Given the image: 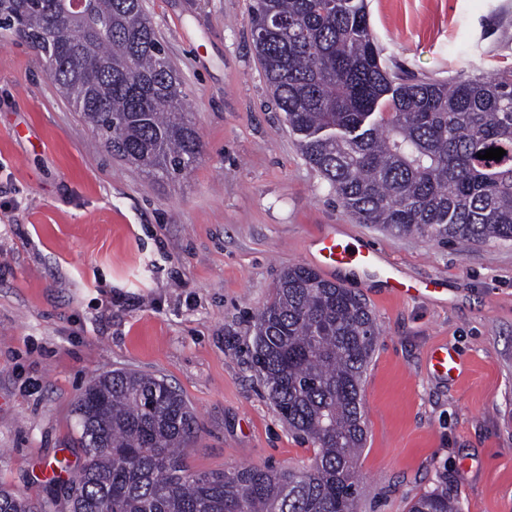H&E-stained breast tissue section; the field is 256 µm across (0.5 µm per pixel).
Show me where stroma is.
<instances>
[{"instance_id": "obj_1", "label": "stroma", "mask_w": 512, "mask_h": 512, "mask_svg": "<svg viewBox=\"0 0 512 512\" xmlns=\"http://www.w3.org/2000/svg\"><path fill=\"white\" fill-rule=\"evenodd\" d=\"M366 3L388 66L435 80L512 66V0ZM250 4L144 0L202 145L172 179L113 156L32 47L0 46V486L63 497L85 461L76 400L115 369L179 388L198 424L191 473L310 465L311 442L281 420L249 351L280 273L311 265V241L332 228L376 258L363 278L329 276L379 330L357 512H407L442 484L462 512H512V241L358 223L275 104ZM438 345L461 376L432 372Z\"/></svg>"}]
</instances>
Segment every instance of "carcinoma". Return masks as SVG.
Listing matches in <instances>:
<instances>
[{
	"instance_id": "carcinoma-1",
	"label": "carcinoma",
	"mask_w": 512,
	"mask_h": 512,
	"mask_svg": "<svg viewBox=\"0 0 512 512\" xmlns=\"http://www.w3.org/2000/svg\"><path fill=\"white\" fill-rule=\"evenodd\" d=\"M0 0V45L51 61L59 92L117 157L175 177L201 155L182 84L143 0ZM254 47L308 164L361 224L451 241L512 240V69L448 80L389 70L365 0H252ZM62 30L51 41L47 33ZM489 148L501 160L478 158ZM377 325L357 294L296 265L256 317L252 361L303 468L191 474L197 418L176 387L116 369L77 400L86 461L66 499L0 488V512H355L362 382ZM409 512H461L448 486Z\"/></svg>"
}]
</instances>
